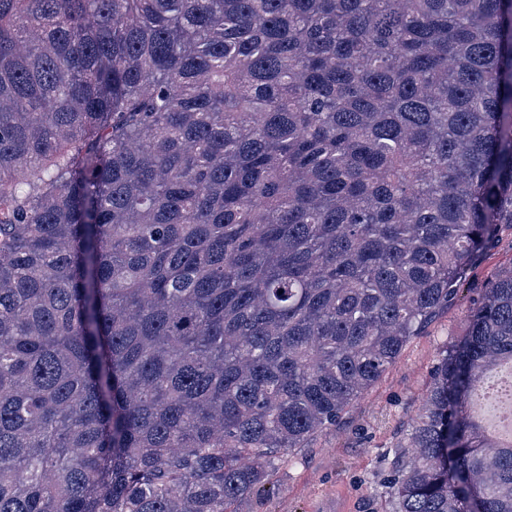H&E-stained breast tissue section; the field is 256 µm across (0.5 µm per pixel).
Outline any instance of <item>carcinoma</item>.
I'll return each instance as SVG.
<instances>
[{"instance_id": "1", "label": "carcinoma", "mask_w": 512, "mask_h": 512, "mask_svg": "<svg viewBox=\"0 0 512 512\" xmlns=\"http://www.w3.org/2000/svg\"><path fill=\"white\" fill-rule=\"evenodd\" d=\"M512 225V0H0V512H232ZM512 269L395 445L393 512H512L471 392Z\"/></svg>"}]
</instances>
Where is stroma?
<instances>
[{
  "label": "stroma",
  "mask_w": 512,
  "mask_h": 512,
  "mask_svg": "<svg viewBox=\"0 0 512 512\" xmlns=\"http://www.w3.org/2000/svg\"><path fill=\"white\" fill-rule=\"evenodd\" d=\"M511 266L512 227L504 225L447 310L334 427L279 461L264 490L235 504V512H392L384 483L393 470L394 446L417 419L441 352L465 336L490 275Z\"/></svg>",
  "instance_id": "35a3bbf8"
}]
</instances>
